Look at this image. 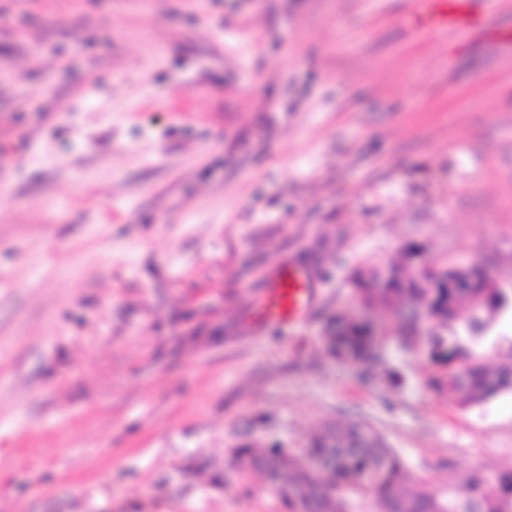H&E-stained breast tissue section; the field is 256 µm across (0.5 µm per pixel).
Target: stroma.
<instances>
[{
  "mask_svg": "<svg viewBox=\"0 0 512 512\" xmlns=\"http://www.w3.org/2000/svg\"><path fill=\"white\" fill-rule=\"evenodd\" d=\"M0 0V512H283L243 432L298 454L370 423L411 480L512 468V392L470 407L389 344L323 353L362 263L512 286V0ZM300 270L298 322L264 317ZM512 358V311L476 346ZM310 306L307 282L296 271L282 268L270 282L265 298V315L279 323L300 320Z\"/></svg>",
  "mask_w": 512,
  "mask_h": 512,
  "instance_id": "35a3bbf8",
  "label": "stroma"
}]
</instances>
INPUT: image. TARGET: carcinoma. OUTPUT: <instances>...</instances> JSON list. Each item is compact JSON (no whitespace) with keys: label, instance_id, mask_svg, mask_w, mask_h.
Wrapping results in <instances>:
<instances>
[{"label":"carcinoma","instance_id":"1","mask_svg":"<svg viewBox=\"0 0 512 512\" xmlns=\"http://www.w3.org/2000/svg\"><path fill=\"white\" fill-rule=\"evenodd\" d=\"M418 252L411 245L399 263L360 265L348 276L354 306L329 315L322 330L325 355L366 381L386 360L385 325L397 323L394 341L403 351H425L446 369L430 386L450 388L461 406L485 403L512 390V364L491 366L463 345L478 336L496 313L512 307L503 288L490 302L476 304L471 288H450L454 263L430 261L433 288L418 286L419 270L410 267ZM242 473L257 472L274 490L286 512H349L343 493L373 499L377 512H512V470L473 472L448 481L442 494L419 485L405 486L400 456L368 423L331 420L301 456L284 454L276 445L236 449Z\"/></svg>","mask_w":512,"mask_h":512}]
</instances>
